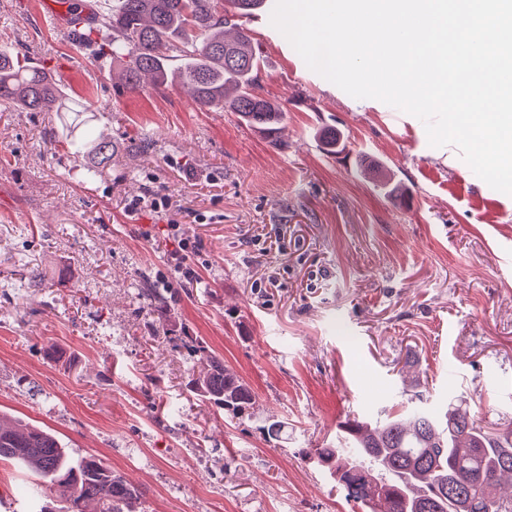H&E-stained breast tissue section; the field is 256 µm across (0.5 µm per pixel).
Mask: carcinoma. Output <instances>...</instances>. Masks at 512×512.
<instances>
[{"label": "carcinoma", "instance_id": "obj_1", "mask_svg": "<svg viewBox=\"0 0 512 512\" xmlns=\"http://www.w3.org/2000/svg\"><path fill=\"white\" fill-rule=\"evenodd\" d=\"M270 0H112L98 22L112 31L108 53L128 63L127 86L141 78L162 86L174 78L202 108L234 112L248 126L272 137L285 119L283 108L260 94L262 57L235 19L267 9ZM0 105L31 112H73L50 73L0 50ZM78 125L66 127V147L91 158L88 177L112 162L109 140L80 142ZM196 359L191 391L200 400L242 415L253 404L248 385L198 342L184 345ZM346 446L316 448L348 501L364 512H512V422L496 431L477 424L461 403L448 404L444 418L427 410L390 413L343 425ZM0 459L26 462L41 483L27 489L38 497L56 493L68 512H135L137 487L90 455L73 459L46 430L19 428L0 420Z\"/></svg>", "mask_w": 512, "mask_h": 512}]
</instances>
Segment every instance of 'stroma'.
<instances>
[{"instance_id":"obj_1","label":"stroma","mask_w":512,"mask_h":512,"mask_svg":"<svg viewBox=\"0 0 512 512\" xmlns=\"http://www.w3.org/2000/svg\"><path fill=\"white\" fill-rule=\"evenodd\" d=\"M43 10L0 0V49L49 71L115 152L87 178L55 113L0 112V415L125 476L139 512H358L308 456L345 419L461 400L485 428L512 420V196L456 147L309 69L265 11L248 26L287 112L273 139L179 83L128 89L111 31L79 44ZM146 276L176 300L148 305ZM186 336L249 385V413L195 398ZM37 480L0 461V502L40 512Z\"/></svg>"}]
</instances>
